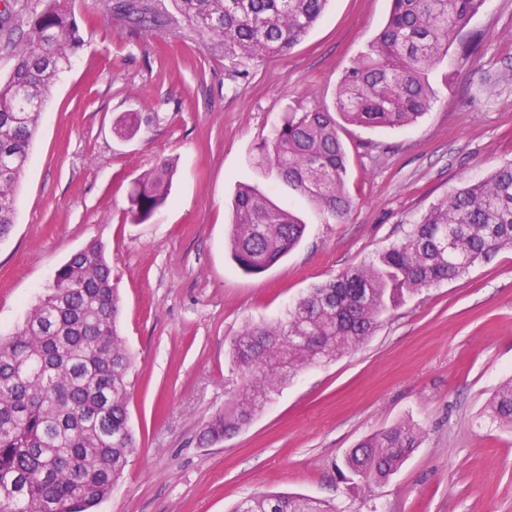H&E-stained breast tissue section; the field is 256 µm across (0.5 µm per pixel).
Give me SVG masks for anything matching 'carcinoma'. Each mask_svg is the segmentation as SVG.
Masks as SVG:
<instances>
[{"mask_svg":"<svg viewBox=\"0 0 512 512\" xmlns=\"http://www.w3.org/2000/svg\"><path fill=\"white\" fill-rule=\"evenodd\" d=\"M72 0H43L0 79V240L12 232L17 185L31 163L30 145L52 87L83 39ZM109 0L119 23L169 31L185 26L233 60L280 55L320 19L328 0ZM485 0H392L388 21L347 68L337 112L314 105L289 112L258 147L255 165L340 220L349 211L348 157L336 116L352 125L403 127L434 99L428 74L456 46L468 63L483 36L469 23ZM140 129L139 115L116 124L121 137ZM172 180L161 163L134 181L126 215L150 220ZM306 224L259 186L241 183L228 236L230 256L247 274L262 273L301 241ZM512 248V164L432 205L405 238L368 265L348 268L310 288L277 323H248L231 350L241 371L234 399L206 422L217 443L250 424L280 383L304 367L359 347L380 318L406 297L463 277ZM112 266L97 241L58 267L25 319L0 338V512H91L121 479L135 448L129 424L130 354L118 331ZM490 418L512 430V378L488 400ZM421 430L402 423L371 435L346 455L343 479L379 485L419 448ZM234 512H336L322 501L264 492Z\"/></svg>","mask_w":512,"mask_h":512,"instance_id":"1","label":"carcinoma"}]
</instances>
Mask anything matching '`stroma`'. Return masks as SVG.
<instances>
[{
  "instance_id": "obj_1",
  "label": "stroma",
  "mask_w": 512,
  "mask_h": 512,
  "mask_svg": "<svg viewBox=\"0 0 512 512\" xmlns=\"http://www.w3.org/2000/svg\"><path fill=\"white\" fill-rule=\"evenodd\" d=\"M72 7L84 45L52 88L0 241V331L23 321L72 253L94 239L106 246L134 358L136 447L96 512H232L262 492L338 512H512V430L485 411L512 376V249L407 298L362 345L282 383L238 434L201 440L240 382L229 351L246 322L284 320L309 288L373 261L433 203L512 162V0H486L470 24L484 35L480 52L430 73L436 95L416 124L344 126L352 207L340 221L272 184L254 159L288 109L333 104L390 0H330L290 52L242 75L187 30L111 23L103 0ZM41 8L9 0L0 78ZM126 112L141 120L130 139L114 131ZM164 161L174 166L167 202L130 223L132 181ZM241 181L270 189L307 225L258 275L236 269L227 249ZM404 421L423 438L395 475L371 489L341 481L351 448Z\"/></svg>"
}]
</instances>
